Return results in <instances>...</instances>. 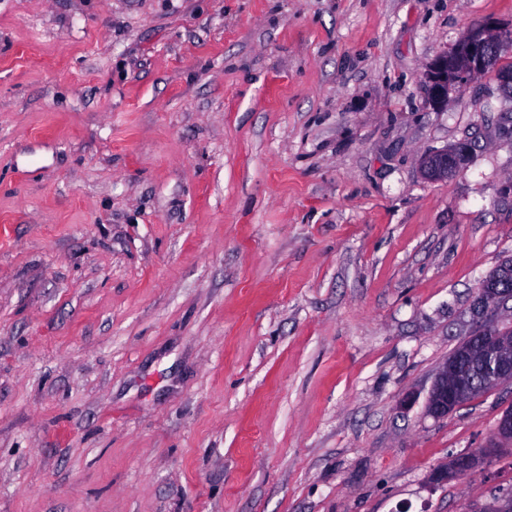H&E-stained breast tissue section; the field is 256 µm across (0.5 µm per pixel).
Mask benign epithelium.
<instances>
[{
	"instance_id": "7a95c632",
	"label": "benign epithelium",
	"mask_w": 512,
	"mask_h": 512,
	"mask_svg": "<svg viewBox=\"0 0 512 512\" xmlns=\"http://www.w3.org/2000/svg\"><path fill=\"white\" fill-rule=\"evenodd\" d=\"M503 34L493 26L482 23L473 26L451 51L439 54L429 65L428 103L434 108L448 104L454 89L494 65ZM469 153L462 142L453 149L437 151L421 159L423 174L439 180L460 170ZM512 312V289L496 288L482 281L473 304L477 315L488 307ZM460 350L437 373L427 395L425 407L435 417L465 404L477 391L496 389L512 384V326L503 328L482 324L474 328L460 343ZM497 448L490 445L477 451L452 454L448 463L434 469L429 480L439 484L460 479L489 462ZM474 512H512V493H504Z\"/></svg>"
}]
</instances>
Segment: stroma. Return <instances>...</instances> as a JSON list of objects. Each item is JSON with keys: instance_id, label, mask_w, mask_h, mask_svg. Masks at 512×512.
<instances>
[{"instance_id": "1", "label": "stroma", "mask_w": 512, "mask_h": 512, "mask_svg": "<svg viewBox=\"0 0 512 512\" xmlns=\"http://www.w3.org/2000/svg\"><path fill=\"white\" fill-rule=\"evenodd\" d=\"M512 0H0V512H472L426 396L512 259ZM471 141L463 168L420 160ZM502 38L503 34L488 23L478 24L451 51L439 54L426 74L429 105L433 108L446 106L457 86L492 67Z\"/></svg>"}]
</instances>
